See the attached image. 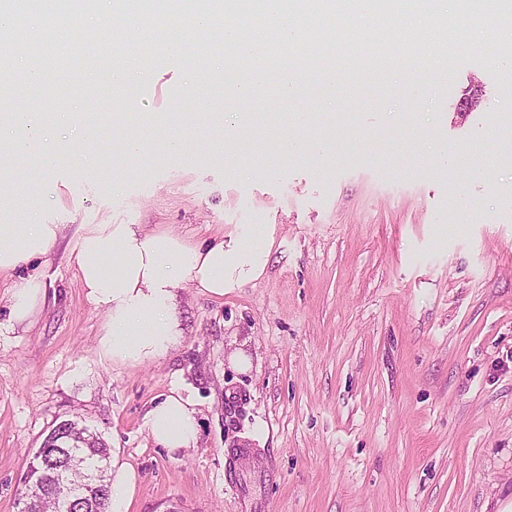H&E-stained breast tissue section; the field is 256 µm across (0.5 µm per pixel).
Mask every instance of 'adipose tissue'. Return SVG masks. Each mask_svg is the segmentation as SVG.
I'll use <instances>...</instances> for the list:
<instances>
[{
  "mask_svg": "<svg viewBox=\"0 0 512 512\" xmlns=\"http://www.w3.org/2000/svg\"><path fill=\"white\" fill-rule=\"evenodd\" d=\"M264 14L254 16L251 28L220 21L201 11L189 20L192 33L219 44L238 59L255 57L263 28L278 32L283 48L293 49L300 37L294 13L281 0H269ZM43 129L31 112H13L0 121V142L25 154ZM62 232L58 224H28L23 232L0 224V273H13L8 317L0 331L32 321L46 301L42 271L34 261L46 256ZM270 246L250 238L232 237L212 243H194L166 230H145L138 224H86L69 251L82 288L95 306L104 309L105 325L98 339L100 355L109 361L142 365L155 361L179 345L184 327L178 312L183 284L213 298L265 272ZM145 426L168 451L195 447L199 423L191 398L172 389L148 413Z\"/></svg>",
  "mask_w": 512,
  "mask_h": 512,
  "instance_id": "adipose-tissue-1",
  "label": "adipose tissue"
}]
</instances>
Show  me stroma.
I'll list each match as a JSON object with an SVG mask.
<instances>
[{"label":"stroma","mask_w":512,"mask_h":512,"mask_svg":"<svg viewBox=\"0 0 512 512\" xmlns=\"http://www.w3.org/2000/svg\"><path fill=\"white\" fill-rule=\"evenodd\" d=\"M83 14L70 36L73 91L48 101L47 137L0 173V224L63 225L48 258L46 304L0 335V512L46 435L72 420L138 476L129 512H501L512 503V72L492 62L512 36L495 14L410 49L383 83L345 74L299 137L326 144L311 162L273 143L265 115L182 155L157 128L138 168L122 157L131 126L112 122L116 89ZM228 50L187 42L125 90L171 109L197 67L199 101L224 104L212 73ZM480 107L456 105L471 82ZM97 110L103 128L82 142ZM468 158L447 174L433 149ZM59 160L43 169L47 145ZM142 224L202 243L271 234L264 275L214 299L179 293L185 336L157 361L100 357L103 309L68 262L80 225ZM244 353L248 370L229 362ZM194 403L195 447L167 452L145 416L174 386Z\"/></svg>","instance_id":"obj_1"}]
</instances>
